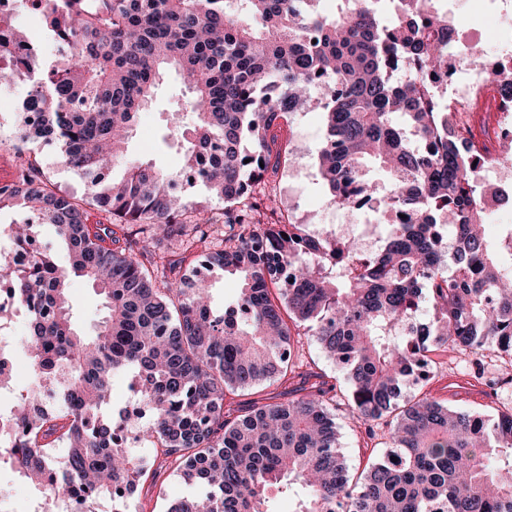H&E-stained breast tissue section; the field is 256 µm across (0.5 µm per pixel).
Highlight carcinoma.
Listing matches in <instances>:
<instances>
[{
  "mask_svg": "<svg viewBox=\"0 0 512 512\" xmlns=\"http://www.w3.org/2000/svg\"><path fill=\"white\" fill-rule=\"evenodd\" d=\"M36 2L28 15L58 45L54 64L36 77L38 60L20 55L0 67V88L30 77L19 138L59 145V163L89 179L112 223H88L36 159L0 186V209L54 225L69 256L66 267L38 251L19 270L0 263V283L27 309L32 375L9 396L0 463L89 502L138 489L147 468L121 449L122 423L104 412L113 373L131 371L150 408L143 438L197 487L167 512H268L273 487L301 490L295 512H512V409L483 417L425 395L394 413L433 352L512 359V268L500 259L512 242H488L496 192L470 181L471 151L429 80L446 68L448 17L427 0H399L390 21L381 0H340L334 17L314 10L318 0ZM402 64L408 76L395 81ZM172 72L189 91L169 118L180 164H132L114 178V158ZM324 86L318 173L337 205L378 203L375 251L261 220L254 186L279 164L276 128ZM194 180L224 211L187 212L179 188ZM129 224L178 241L181 257L157 255L146 268ZM12 234L25 248L33 225ZM216 268L240 281L220 310ZM74 277L104 295L91 336L73 313ZM304 339L344 370L348 408L369 439L381 437L384 451L356 480L325 382L224 412L228 390L304 377ZM58 371L72 407L47 413L38 380ZM57 442L68 447L61 467Z\"/></svg>",
  "mask_w": 512,
  "mask_h": 512,
  "instance_id": "cac0c4a2",
  "label": "carcinoma"
}]
</instances>
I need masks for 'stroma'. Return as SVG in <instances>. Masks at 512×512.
<instances>
[{"label":"stroma","instance_id":"35a3bbf8","mask_svg":"<svg viewBox=\"0 0 512 512\" xmlns=\"http://www.w3.org/2000/svg\"><path fill=\"white\" fill-rule=\"evenodd\" d=\"M27 91L26 80H17L12 86L10 99L0 101V184L16 179L19 155L30 153L42 161L48 176L61 190L75 201L87 203L88 181L59 164L57 146L17 139L21 105ZM185 96L186 91L177 76L169 75L158 91L157 107L141 115L129 143L130 157L151 160L160 168L177 166L179 157L165 140L167 130L158 108L180 101ZM289 121L290 128L284 131L283 136L289 139L290 146L278 168L268 171L267 191L277 196L295 223L315 227L323 224L366 225L368 216L365 211L345 212L337 208L318 174L317 150L324 130L322 112H296ZM70 293L83 330L93 332L106 313L104 298L91 283L81 278L73 279ZM302 353L305 371L321 375L324 381L335 386L340 452L350 472L358 473L364 464L367 437L363 424L351 416L345 403V375L335 360L316 344H305ZM500 368L501 361L495 355L487 356L478 363L468 353H451L440 358L435 375L429 382L406 385L401 399L407 402L427 394L451 407L491 416L497 411L512 408V383L502 386L492 395L480 388L471 374L480 371L493 377ZM155 470L154 486L134 497L131 503L133 512H166L171 504L193 493V486L176 473L172 460H157Z\"/></svg>","mask_w":512,"mask_h":512}]
</instances>
